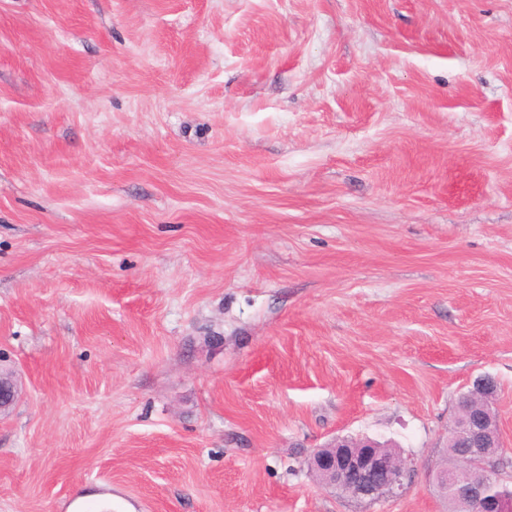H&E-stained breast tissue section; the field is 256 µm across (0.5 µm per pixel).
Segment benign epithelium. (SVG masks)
<instances>
[{"label": "benign epithelium", "instance_id": "7a95c632", "mask_svg": "<svg viewBox=\"0 0 512 512\" xmlns=\"http://www.w3.org/2000/svg\"><path fill=\"white\" fill-rule=\"evenodd\" d=\"M496 392L494 380H478L463 395V404L449 427L459 459L465 469L476 474L468 481L461 480L455 469L435 476L436 486L448 494L459 512H512V496L489 489V480L499 472L498 464L504 459L499 420L489 410ZM18 395L17 380L11 373L0 371V409L12 405ZM309 466L321 475L324 486L342 488L353 499L369 502L394 494L406 469L401 456L383 451L378 442L348 437L316 449Z\"/></svg>", "mask_w": 512, "mask_h": 512}]
</instances>
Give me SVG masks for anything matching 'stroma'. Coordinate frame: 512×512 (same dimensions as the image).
I'll use <instances>...</instances> for the list:
<instances>
[{"mask_svg":"<svg viewBox=\"0 0 512 512\" xmlns=\"http://www.w3.org/2000/svg\"><path fill=\"white\" fill-rule=\"evenodd\" d=\"M0 366V512H448L479 378L512 459V0H0ZM370 439L336 438L317 448L309 466L328 488H342L355 500L375 502L392 495L402 485L406 463Z\"/></svg>","mask_w":512,"mask_h":512,"instance_id":"1","label":"stroma"}]
</instances>
